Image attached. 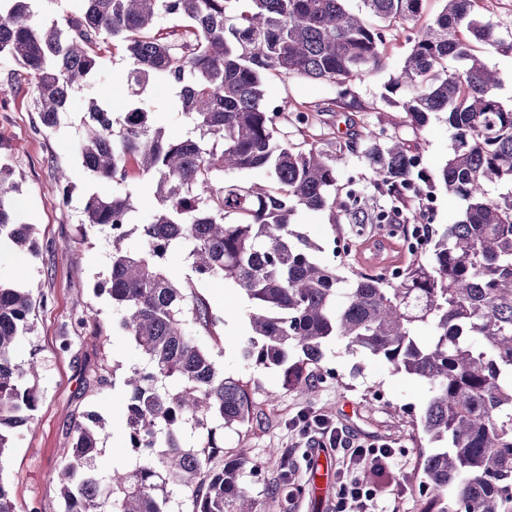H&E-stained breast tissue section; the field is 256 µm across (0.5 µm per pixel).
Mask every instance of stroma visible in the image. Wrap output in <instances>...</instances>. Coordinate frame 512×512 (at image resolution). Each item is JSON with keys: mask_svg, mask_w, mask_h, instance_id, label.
<instances>
[{"mask_svg": "<svg viewBox=\"0 0 512 512\" xmlns=\"http://www.w3.org/2000/svg\"><path fill=\"white\" fill-rule=\"evenodd\" d=\"M475 10L506 37L502 47L484 53L483 59L500 79L498 95L503 101H510L512 0H477ZM412 36L411 27H395L387 40L384 68L351 80L357 106L351 117L370 125H395L399 136L419 142L421 165L434 173L445 163L451 147L445 119L432 117L418 131L402 123L398 108L381 100L390 77L402 66ZM104 57L105 65L96 83L76 92L70 110L60 114L54 130L40 132L36 129L34 85L29 75L12 57L0 55V162L15 172L19 190L13 196L14 203L23 221L33 225L38 245L34 253L12 247L0 250V281L30 288L36 300L33 331L19 342L15 359L23 364L30 356H37L39 403L30 426L18 429L13 447L0 455V481L12 494L18 512H60L56 472L64 452L73 443L71 425L88 412L117 425L128 397L123 378L140 360L119 329V312L102 291L111 266L108 238L99 231L84 233L80 227L85 192L92 189L109 195L117 190L109 181L89 182L76 153L84 133L82 117L89 98L111 92L112 77L123 65L121 49L105 52ZM265 90L267 103L292 112L334 99L337 88L329 82L300 76L271 75ZM147 106L168 136L179 137L189 131L187 119L177 109L175 91L165 81L151 84ZM61 168L72 173L73 187L66 198L56 185V173ZM296 219L303 232L320 245V259L335 266L342 276L349 278L361 270L399 266L408 259L399 236L384 232L365 233L355 251L334 254V235L349 233L350 225H331L325 213L301 212ZM170 264L180 281L193 282L197 292L215 309H245V298L234 286L219 287L196 280L186 252L172 254ZM90 308L98 312L102 336H94L92 328L78 325ZM247 333L244 318L238 316L229 321L224 328L220 364L225 375L258 381L256 399L263 403L266 416L241 431H225L224 449L249 450L258 471L247 475L245 487L258 500L261 512H279L267 492L270 483L284 473L299 489L291 512H336L340 452L321 447L318 429H310L304 435L295 428L292 420L301 412L325 416L365 443L390 444L405 478L400 512H418L419 493L413 475L420 457V437L406 416L421 412L424 385L377 359L348 351L342 342L332 341L324 348L322 365L333 371V378L303 398L283 389L276 370L241 360L237 340ZM103 358L115 365L116 372L113 384L99 389L93 387L92 375ZM316 457L321 458L327 475L314 492L309 477Z\"/></svg>", "mask_w": 512, "mask_h": 512, "instance_id": "obj_1", "label": "stroma"}]
</instances>
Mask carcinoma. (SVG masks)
<instances>
[{
    "label": "carcinoma",
    "instance_id": "obj_1",
    "mask_svg": "<svg viewBox=\"0 0 512 512\" xmlns=\"http://www.w3.org/2000/svg\"><path fill=\"white\" fill-rule=\"evenodd\" d=\"M81 0L61 17L35 15L31 0H0V54L35 82L39 128L57 125L75 93L100 72L102 50L122 49L128 105L115 114L88 100V128L77 155L92 181L126 186L104 196L91 190L84 227L111 244L106 288L119 326L141 357L129 387L121 433L136 455L131 467L103 475L97 458L109 438L97 414L76 422L75 442L57 473L61 512H260L242 484L257 470L240 448L224 461V430L262 415L257 381L224 376L219 315L170 274L176 248L188 249L200 280L230 283L246 297L252 332L240 343L248 364L279 369L283 388L307 395L330 370L316 372L328 339L382 360L420 380L426 403L413 425L434 444L420 455L419 512H512V106L477 55L502 41L474 11V0H444L423 18L424 0ZM167 15L181 37L155 32ZM414 23L411 48L385 85L382 101L400 108L415 129L445 115L452 131L448 159L435 176L420 165L419 145L363 126L300 143L278 138L283 110L265 102L267 74L302 75L340 86L334 106L354 109L346 84L384 66L389 30ZM454 59L453 70L445 61ZM170 83L191 123L182 139L165 136L144 105L152 82ZM361 158L366 181L337 183L336 161ZM263 170L271 186L219 181L225 171ZM147 181L156 209L135 224L129 180ZM503 190L488 196V186ZM442 189L464 203L459 219L429 228L426 202ZM13 171L0 165V245L36 251L33 227L21 221L11 194ZM402 234H422L402 275L355 273L348 279L315 259L320 246L294 223L299 211ZM137 232L142 247L126 241ZM32 290L0 282V456L38 403L39 361H14L33 330ZM431 330L420 341L421 327ZM213 337L198 344L189 328ZM191 432L192 444L183 443ZM269 495L288 512V479Z\"/></svg>",
    "mask_w": 512,
    "mask_h": 512
}]
</instances>
